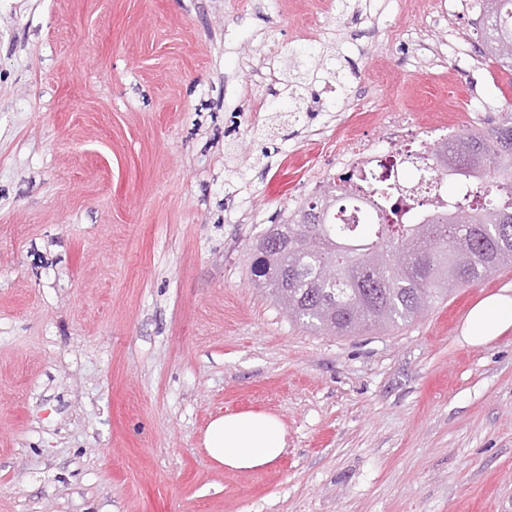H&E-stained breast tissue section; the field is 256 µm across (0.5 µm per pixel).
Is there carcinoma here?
<instances>
[{"mask_svg": "<svg viewBox=\"0 0 512 512\" xmlns=\"http://www.w3.org/2000/svg\"><path fill=\"white\" fill-rule=\"evenodd\" d=\"M483 56L512 70V27L503 11L512 0H483ZM444 176L471 178L468 199L454 211L420 201L403 220L399 209H378L367 231L345 236L324 219L336 203L330 178L284 224H272L252 245L256 286L302 324L333 335L411 321L447 296L448 280L464 286L512 264V113L492 127L468 130L439 146Z\"/></svg>", "mask_w": 512, "mask_h": 512, "instance_id": "cac0c4a2", "label": "carcinoma"}]
</instances>
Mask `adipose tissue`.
<instances>
[{
    "instance_id": "1",
    "label": "adipose tissue",
    "mask_w": 512,
    "mask_h": 512,
    "mask_svg": "<svg viewBox=\"0 0 512 512\" xmlns=\"http://www.w3.org/2000/svg\"><path fill=\"white\" fill-rule=\"evenodd\" d=\"M512 330V289L477 302L467 313L461 339L482 346ZM282 421L267 412L244 411L212 420L204 434L209 457L231 471H252L275 464L287 442Z\"/></svg>"
}]
</instances>
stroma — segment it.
I'll return each instance as SVG.
<instances>
[{
    "label": "stroma",
    "instance_id": "35a3bbf8",
    "mask_svg": "<svg viewBox=\"0 0 512 512\" xmlns=\"http://www.w3.org/2000/svg\"><path fill=\"white\" fill-rule=\"evenodd\" d=\"M480 41L441 0H6L0 512H512V331L460 339L512 264L350 336L251 271L359 114L426 146L427 108L486 125L470 77L512 112V71L454 69ZM249 410L288 446L226 470L205 428Z\"/></svg>",
    "mask_w": 512,
    "mask_h": 512
}]
</instances>
